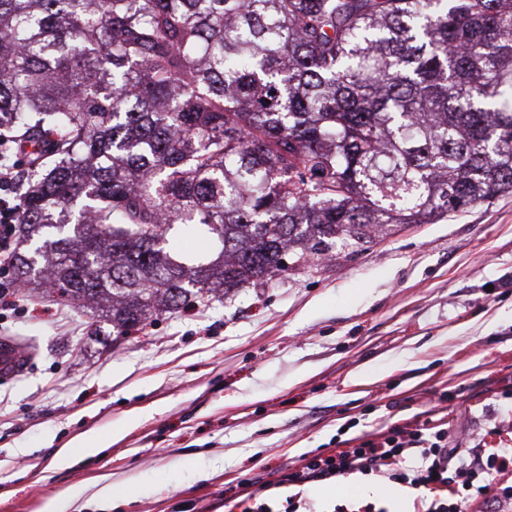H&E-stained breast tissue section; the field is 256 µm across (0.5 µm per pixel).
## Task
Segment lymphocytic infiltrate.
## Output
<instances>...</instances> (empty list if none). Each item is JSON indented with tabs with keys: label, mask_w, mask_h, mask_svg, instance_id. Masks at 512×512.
I'll return each mask as SVG.
<instances>
[{
	"label": "lymphocytic infiltrate",
	"mask_w": 512,
	"mask_h": 512,
	"mask_svg": "<svg viewBox=\"0 0 512 512\" xmlns=\"http://www.w3.org/2000/svg\"><path fill=\"white\" fill-rule=\"evenodd\" d=\"M493 433L496 446H489L483 436L474 445H462L452 440L447 418L431 410L414 422L356 435L351 447L303 454L283 477L294 489L283 512H300L301 488L354 473L420 490L414 512H470L477 502L483 512H512V435L498 427ZM413 456L418 465H408Z\"/></svg>",
	"instance_id": "obj_1"
}]
</instances>
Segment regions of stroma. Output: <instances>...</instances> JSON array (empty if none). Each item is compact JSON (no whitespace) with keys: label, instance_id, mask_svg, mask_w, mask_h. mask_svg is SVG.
<instances>
[{"label":"stroma","instance_id":"stroma-1","mask_svg":"<svg viewBox=\"0 0 512 512\" xmlns=\"http://www.w3.org/2000/svg\"><path fill=\"white\" fill-rule=\"evenodd\" d=\"M0 336L33 354L0 381V512H224L240 480L340 447L344 424L447 413L471 443L512 423V194L398 227L223 301L118 335L13 286L0 265ZM107 438L57 468L79 434Z\"/></svg>","mask_w":512,"mask_h":512}]
</instances>
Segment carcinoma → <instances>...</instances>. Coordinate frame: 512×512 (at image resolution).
Wrapping results in <instances>:
<instances>
[{"label": "carcinoma", "instance_id": "carcinoma-1", "mask_svg": "<svg viewBox=\"0 0 512 512\" xmlns=\"http://www.w3.org/2000/svg\"><path fill=\"white\" fill-rule=\"evenodd\" d=\"M0 168L18 286L129 335L512 194V0H0ZM171 245L179 253H208L212 249V243L209 239L190 235L189 231H184L182 235L172 241Z\"/></svg>", "mask_w": 512, "mask_h": 512}]
</instances>
